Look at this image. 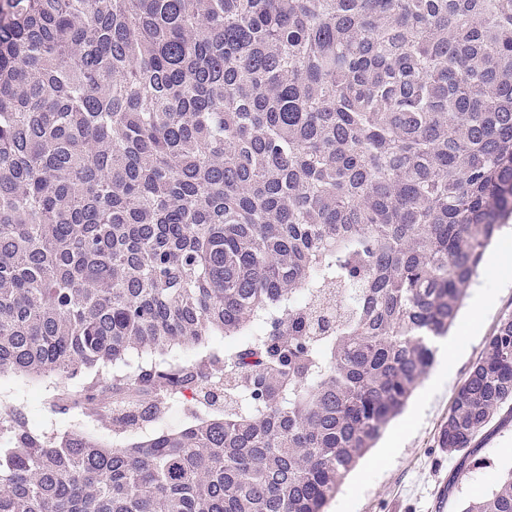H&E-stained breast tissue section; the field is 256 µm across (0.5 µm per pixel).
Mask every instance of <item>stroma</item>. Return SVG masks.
<instances>
[{
  "instance_id": "35a3bbf8",
  "label": "stroma",
  "mask_w": 512,
  "mask_h": 512,
  "mask_svg": "<svg viewBox=\"0 0 512 512\" xmlns=\"http://www.w3.org/2000/svg\"><path fill=\"white\" fill-rule=\"evenodd\" d=\"M485 262H496L497 275H477L467 292L491 294L490 308L470 324V304H463L448 334L456 345L453 361L437 357L424 381L415 390L403 413L392 420L375 448L360 460L344 480L327 512H434L433 504L442 481L454 480L447 512H462L471 500L489 493L501 474L512 467V411L502 410L476 436L478 464L460 471L456 459L438 447L439 431L448 416L454 393L482 353L487 336L502 318L512 314V232L503 231L487 249ZM12 394L45 425L97 435L108 442L112 433L76 414L62 415L50 408L47 383L12 378Z\"/></svg>"
}]
</instances>
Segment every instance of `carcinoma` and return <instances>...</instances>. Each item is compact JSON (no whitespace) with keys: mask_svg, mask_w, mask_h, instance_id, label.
Segmentation results:
<instances>
[{"mask_svg":"<svg viewBox=\"0 0 512 512\" xmlns=\"http://www.w3.org/2000/svg\"><path fill=\"white\" fill-rule=\"evenodd\" d=\"M511 217L512 0H0V378L112 425L0 405V512H324ZM505 407L512 314L439 448ZM7 383L15 400L28 407L33 417L42 424H53L62 430L93 434L101 441L112 443V432L105 427L77 414L62 415L53 412L49 405L52 388L47 383L23 378H7Z\"/></svg>","mask_w":512,"mask_h":512,"instance_id":"cac0c4a2","label":"carcinoma"}]
</instances>
